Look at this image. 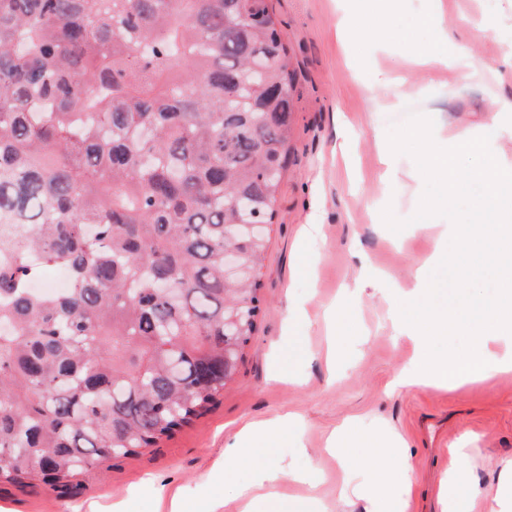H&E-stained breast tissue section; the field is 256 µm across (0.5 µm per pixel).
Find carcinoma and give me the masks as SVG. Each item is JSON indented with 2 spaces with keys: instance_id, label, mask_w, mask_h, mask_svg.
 I'll list each match as a JSON object with an SVG mask.
<instances>
[{
  "instance_id": "carcinoma-1",
  "label": "carcinoma",
  "mask_w": 512,
  "mask_h": 512,
  "mask_svg": "<svg viewBox=\"0 0 512 512\" xmlns=\"http://www.w3.org/2000/svg\"><path fill=\"white\" fill-rule=\"evenodd\" d=\"M295 83L269 0H0V226L27 225L0 266V481L65 485L224 391L267 247L224 230L237 197L273 223ZM29 251L70 293L29 288Z\"/></svg>"
}]
</instances>
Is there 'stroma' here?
I'll list each match as a JSON object with an SVG mask.
<instances>
[{
	"label": "stroma",
	"instance_id": "35a3bbf8",
	"mask_svg": "<svg viewBox=\"0 0 512 512\" xmlns=\"http://www.w3.org/2000/svg\"><path fill=\"white\" fill-rule=\"evenodd\" d=\"M270 3L297 72L292 138L257 275L256 329L233 379L207 412L155 447L110 459L66 486L0 482V512H112L118 501L129 502L130 512H168L176 496L192 505L217 500L218 512H238L235 485L247 482L248 472H239L232 485L212 475L225 442L246 424L289 414L299 421L302 444L274 449L269 469L275 477L291 469L318 471L319 512L363 507L353 492L340 491L341 464L326 450L331 433L352 419L406 440L415 474L409 512H450L439 489L450 451L459 446L469 452L475 485L488 491L499 484L512 459V371L447 390L390 387L409 369L413 344L396 331L393 310L378 290L412 286L447 220L430 218L431 234L385 226L382 210L410 217L425 183L405 154L393 156V178L385 180L379 144L414 115L432 117L445 135L496 125L503 102H512V76L496 68L512 37V0H441L437 7L403 0L391 23L406 29V45L384 43L378 28L373 42H339L337 0ZM434 8L442 26L453 27L460 48L483 61L481 73L410 63L409 45L434 43L432 29L420 23ZM476 15L492 18L494 30L459 26L461 17ZM363 256L384 277L378 289L346 295ZM342 301L353 332L331 362L327 322ZM281 360L291 381L272 377Z\"/></svg>",
	"mask_w": 512,
	"mask_h": 512
}]
</instances>
